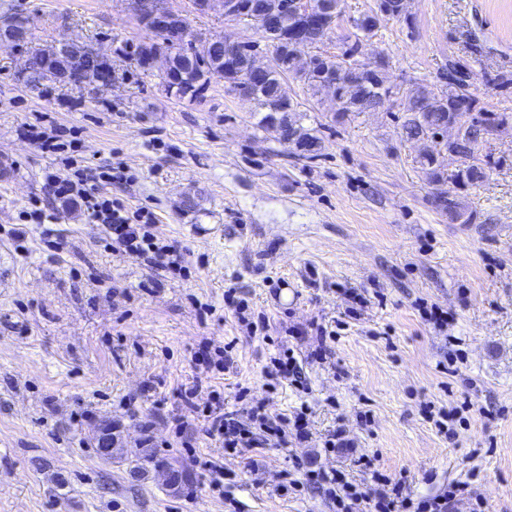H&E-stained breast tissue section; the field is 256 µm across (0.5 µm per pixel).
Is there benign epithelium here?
Here are the masks:
<instances>
[{
	"label": "benign epithelium",
	"instance_id": "7a95c632",
	"mask_svg": "<svg viewBox=\"0 0 512 512\" xmlns=\"http://www.w3.org/2000/svg\"><path fill=\"white\" fill-rule=\"evenodd\" d=\"M130 6L140 25L156 35L157 47L146 55L150 68L163 66L165 79L177 84L178 70L174 64L177 54L189 40L190 28L186 14L181 10L167 7L163 0H132ZM192 9L196 13L220 12L231 20L237 17V0H193ZM0 41L6 45L20 46L31 41L29 21L23 17L18 21L4 19L0 21ZM240 41L226 36L196 40L194 51L200 57H207L220 45L228 54L238 49ZM71 45L69 41L48 44L25 54L19 70L24 77L31 71L33 54L41 57L44 69L54 73L56 83L66 87H83L93 84L102 88L112 87V49L78 44L72 52L60 55L59 48ZM98 441L97 454L103 458L112 453L115 440L112 429L100 427L96 431Z\"/></svg>",
	"mask_w": 512,
	"mask_h": 512
}]
</instances>
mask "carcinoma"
I'll return each instance as SVG.
<instances>
[{"label":"carcinoma","mask_w":512,"mask_h":512,"mask_svg":"<svg viewBox=\"0 0 512 512\" xmlns=\"http://www.w3.org/2000/svg\"><path fill=\"white\" fill-rule=\"evenodd\" d=\"M274 0H239L242 20L257 23L262 30L275 32L269 42L274 70L268 77L255 83L253 101L260 112V126L278 141L294 148L309 158L319 150L320 138L314 130L293 120L290 113L298 111L300 103L288 93L285 77H298L307 91L314 94L326 89L339 94L336 119L342 120L353 112H372L382 108L392 98L388 85L389 58L381 57L371 66L357 64L353 57L362 39L368 38L390 20L408 21L404 0H377L376 7L353 20L354 41L340 54L318 53L312 67L306 69L296 59L301 48H315L337 25L341 17V0H315L316 10L310 15L296 16L275 9ZM176 68L182 80L176 90L180 97L196 98L205 89L210 75L218 73L234 90L250 80L252 53L242 48L232 55L218 49L205 65L193 59L189 50L179 55ZM471 69L464 59L448 64L446 88L438 91L418 85L405 91L400 99L403 112L402 130L409 140L442 139L445 150L463 156H474L486 127L498 117L494 112L477 110L479 98L471 91ZM419 164L429 181L440 184L452 181L460 186L475 185L484 180L482 164L474 162L452 173H445L436 166L434 153L425 150ZM437 209L448 213L453 221L470 222L463 204L441 192L434 197Z\"/></svg>","instance_id":"1"}]
</instances>
